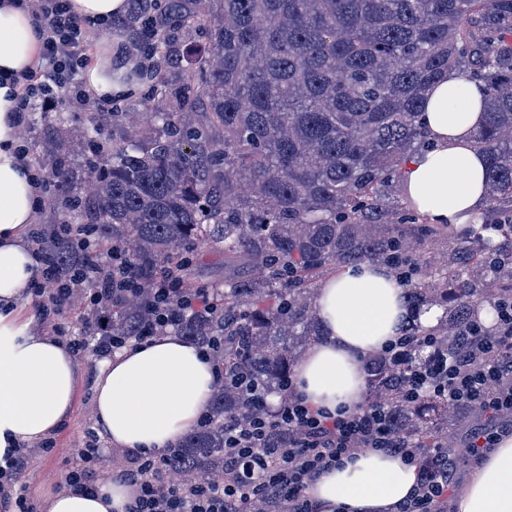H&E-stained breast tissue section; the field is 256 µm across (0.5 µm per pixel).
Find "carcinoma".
<instances>
[{"mask_svg":"<svg viewBox=\"0 0 512 512\" xmlns=\"http://www.w3.org/2000/svg\"><path fill=\"white\" fill-rule=\"evenodd\" d=\"M128 83H150L72 140L64 118L47 123L42 161L49 204L64 224H104L112 250L139 276L131 301L112 306V335L150 322L155 285L192 290L186 271L200 247L247 268L212 292L210 311L173 333L206 346L224 374L208 422L168 452L184 481L224 480V425L258 414L239 381L284 399L288 379L320 335V283L371 262L405 288L411 313L439 306L433 327L407 331L395 357L365 363L368 405H382L395 442L418 449L422 479L437 478L461 415L443 396H406L408 370H434L464 352L462 338L495 330L512 301V0H128L112 20ZM455 71L485 89L473 135L486 158L481 220L459 228L393 210L387 190L407 155L430 147L424 95ZM90 156L81 173L76 146ZM88 194L76 191V180ZM448 242V251L426 248Z\"/></svg>","mask_w":512,"mask_h":512,"instance_id":"obj_1","label":"carcinoma"}]
</instances>
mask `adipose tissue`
<instances>
[{
  "label": "adipose tissue",
  "mask_w": 512,
  "mask_h": 512,
  "mask_svg": "<svg viewBox=\"0 0 512 512\" xmlns=\"http://www.w3.org/2000/svg\"><path fill=\"white\" fill-rule=\"evenodd\" d=\"M41 46L31 12L0 0V459L51 437L84 379L68 343L47 331L32 304L41 264L28 233L41 174L21 156L24 125L15 108L19 80L36 68ZM482 99L476 85L453 72L427 93L423 122L431 145L406 158L402 183L428 223H468L484 199L485 156L472 145ZM315 311L320 337L295 370V392L319 411H359L367 397L366 359L394 343L412 320L405 290L385 267L349 266L319 288ZM217 384L201 348L174 334L157 336L102 363L94 420L113 446L160 455L207 413ZM418 482L403 456L363 450L318 474L306 493L313 512H398ZM133 498V486L115 474L93 493L64 486L45 501L44 512H128ZM448 512H512V432L476 457Z\"/></svg>",
  "instance_id": "obj_1"
}]
</instances>
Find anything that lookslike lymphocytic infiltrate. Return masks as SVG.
Wrapping results in <instances>:
<instances>
[{"mask_svg": "<svg viewBox=\"0 0 512 512\" xmlns=\"http://www.w3.org/2000/svg\"><path fill=\"white\" fill-rule=\"evenodd\" d=\"M43 32L38 66L24 76L18 111H29L34 102L55 101L66 93H79V71L87 63L90 21L77 15L70 0H41L38 14ZM42 279L35 289L44 298L42 313L60 311L72 287L90 284L94 303H119L132 299L137 281L124 263L110 254L81 245L72 251L69 265H61L56 249L39 248ZM172 290L156 288L154 322L137 343L150 341L158 330L178 325L183 315L207 310L204 293L185 295L181 311L168 310ZM512 307L503 311L498 331L481 337L466 354L449 359L442 378L413 370L405 383L410 394L441 390L449 404L478 406L488 417L512 415ZM279 425L296 433L295 441L278 450L266 448L270 424L258 415L249 427L228 426L224 467L229 474L221 483L198 481L187 484L172 477L163 457L135 454L124 470L135 487L132 512H246L247 504L265 494L287 504L288 512H312L305 490L320 470L335 465L355 446L393 447L391 421L381 407L351 414L331 415L315 410L298 396H290L278 413Z\"/></svg>", "mask_w": 512, "mask_h": 512, "instance_id": "1", "label": "lymphocytic infiltrate"}]
</instances>
